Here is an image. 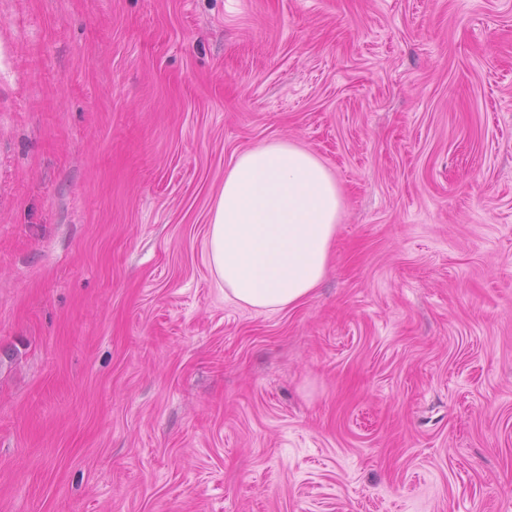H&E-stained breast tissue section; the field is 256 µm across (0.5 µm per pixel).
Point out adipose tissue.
<instances>
[{
    "label": "adipose tissue",
    "mask_w": 512,
    "mask_h": 512,
    "mask_svg": "<svg viewBox=\"0 0 512 512\" xmlns=\"http://www.w3.org/2000/svg\"><path fill=\"white\" fill-rule=\"evenodd\" d=\"M340 211L338 185L311 152L271 141L239 153L204 241L225 296L258 313L307 300L327 271Z\"/></svg>",
    "instance_id": "ef3b65f1"
}]
</instances>
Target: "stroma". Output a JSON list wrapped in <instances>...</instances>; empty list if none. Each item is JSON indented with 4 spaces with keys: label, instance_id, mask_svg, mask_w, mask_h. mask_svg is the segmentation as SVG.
Returning <instances> with one entry per match:
<instances>
[{
    "label": "stroma",
    "instance_id": "stroma-1",
    "mask_svg": "<svg viewBox=\"0 0 512 512\" xmlns=\"http://www.w3.org/2000/svg\"><path fill=\"white\" fill-rule=\"evenodd\" d=\"M273 140L342 212L258 314ZM0 512H512V0H0ZM340 211L338 185L311 152L271 141L239 153L204 241L225 297L257 313L307 300L327 271Z\"/></svg>",
    "mask_w": 512,
    "mask_h": 512
}]
</instances>
